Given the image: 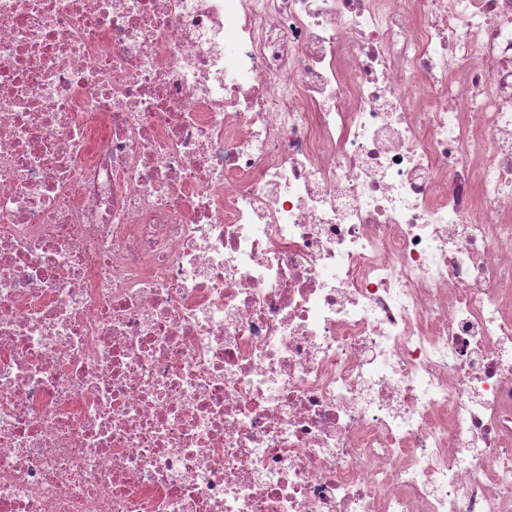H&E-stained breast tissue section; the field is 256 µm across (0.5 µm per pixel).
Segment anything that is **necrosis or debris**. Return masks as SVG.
<instances>
[{
    "mask_svg": "<svg viewBox=\"0 0 512 512\" xmlns=\"http://www.w3.org/2000/svg\"><path fill=\"white\" fill-rule=\"evenodd\" d=\"M0 512H512V0H0Z\"/></svg>",
    "mask_w": 512,
    "mask_h": 512,
    "instance_id": "4bbe7bcc",
    "label": "necrosis or debris"
}]
</instances>
